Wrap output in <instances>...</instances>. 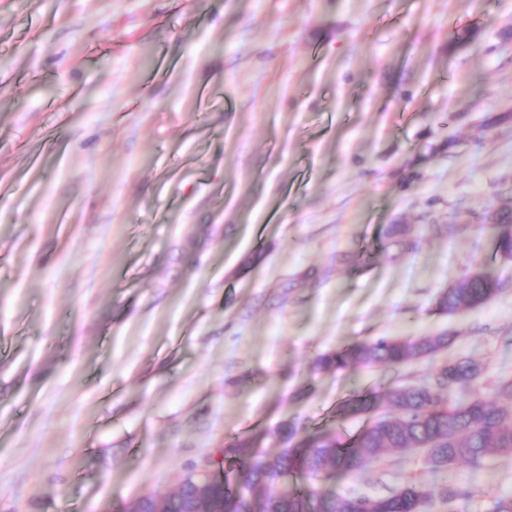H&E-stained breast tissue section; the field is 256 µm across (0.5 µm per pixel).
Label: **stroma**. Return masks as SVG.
Segmentation results:
<instances>
[{"label":"stroma","mask_w":512,"mask_h":512,"mask_svg":"<svg viewBox=\"0 0 512 512\" xmlns=\"http://www.w3.org/2000/svg\"><path fill=\"white\" fill-rule=\"evenodd\" d=\"M512 0H0V512H119L229 441L262 452L370 414L436 367L512 381ZM407 228L391 244V225ZM501 284L450 314L440 292ZM452 335L392 370L324 369ZM462 489L497 512L512 453L386 454L330 486ZM499 290L497 280L478 269L444 291L439 297L438 305L441 310L452 314L486 304ZM448 341L445 334L421 336L413 340L380 337L324 355L319 359V364L336 370L350 365L395 367L412 360L432 358L448 345Z\"/></svg>","instance_id":"35a3bbf8"}]
</instances>
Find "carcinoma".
Listing matches in <instances>:
<instances>
[{
	"label": "carcinoma",
	"mask_w": 512,
	"mask_h": 512,
	"mask_svg": "<svg viewBox=\"0 0 512 512\" xmlns=\"http://www.w3.org/2000/svg\"><path fill=\"white\" fill-rule=\"evenodd\" d=\"M497 238L498 251L512 256V212L505 211ZM499 283L478 269L444 291L439 308L450 314L486 304ZM448 345V336H421L413 340L380 337L325 355L319 364L343 370L350 365H403L434 357ZM479 365L471 360L439 366L427 385L394 386L385 393L383 411L361 433L343 442L329 431L277 453L259 455L246 440L231 441L219 461L207 460L210 499L205 512H433L435 498L418 483H407L386 494L341 496L334 490H315L279 484L295 475L329 479L337 470L357 473L392 450H422L435 467L477 464L496 452H512V407L482 397L465 404L452 402L443 388L465 385L478 378ZM375 404L357 398L340 407L342 413H366ZM230 466L232 479L224 476ZM166 512H190L185 496L163 495Z\"/></svg>",
	"instance_id": "obj_1"
}]
</instances>
